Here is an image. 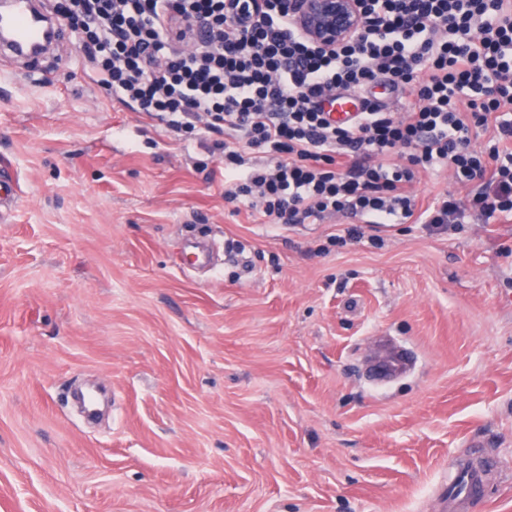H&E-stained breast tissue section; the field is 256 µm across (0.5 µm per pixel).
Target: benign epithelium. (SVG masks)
I'll use <instances>...</instances> for the list:
<instances>
[{
    "instance_id": "7a95c632",
    "label": "benign epithelium",
    "mask_w": 512,
    "mask_h": 512,
    "mask_svg": "<svg viewBox=\"0 0 512 512\" xmlns=\"http://www.w3.org/2000/svg\"><path fill=\"white\" fill-rule=\"evenodd\" d=\"M300 34L316 48L332 52L354 38L364 19L360 0H279Z\"/></svg>"
}]
</instances>
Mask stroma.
I'll return each mask as SVG.
<instances>
[{"instance_id":"35a3bbf8","label":"stroma","mask_w":512,"mask_h":512,"mask_svg":"<svg viewBox=\"0 0 512 512\" xmlns=\"http://www.w3.org/2000/svg\"><path fill=\"white\" fill-rule=\"evenodd\" d=\"M2 165L0 512H446L471 457L512 512V222L263 223L70 33L0 54Z\"/></svg>"}]
</instances>
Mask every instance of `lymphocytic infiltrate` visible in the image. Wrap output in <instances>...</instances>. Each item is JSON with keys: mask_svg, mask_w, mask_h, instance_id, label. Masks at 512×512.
<instances>
[{"mask_svg": "<svg viewBox=\"0 0 512 512\" xmlns=\"http://www.w3.org/2000/svg\"><path fill=\"white\" fill-rule=\"evenodd\" d=\"M364 26L321 52L254 0H68L60 20L113 99L224 156V199L270 224L512 218V0H362ZM409 100L390 111L379 78ZM361 100L350 121L328 98ZM486 143H479L480 134ZM453 170L459 196L412 187Z\"/></svg>", "mask_w": 512, "mask_h": 512, "instance_id": "1", "label": "lymphocytic infiltrate"}]
</instances>
